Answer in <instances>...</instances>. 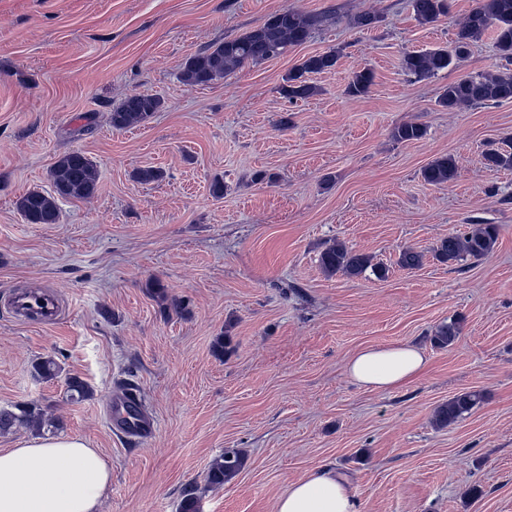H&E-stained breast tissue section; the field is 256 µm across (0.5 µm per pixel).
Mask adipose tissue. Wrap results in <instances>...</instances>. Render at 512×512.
<instances>
[{"instance_id": "adipose-tissue-1", "label": "adipose tissue", "mask_w": 512, "mask_h": 512, "mask_svg": "<svg viewBox=\"0 0 512 512\" xmlns=\"http://www.w3.org/2000/svg\"><path fill=\"white\" fill-rule=\"evenodd\" d=\"M428 358L418 346H369L345 365L349 379L373 391L395 390L419 376ZM112 472L77 435L47 434L0 449V512H99ZM275 512H359L346 478L328 466L292 482Z\"/></svg>"}]
</instances>
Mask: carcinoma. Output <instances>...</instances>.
<instances>
[{
	"instance_id": "1",
	"label": "carcinoma",
	"mask_w": 512,
	"mask_h": 512,
	"mask_svg": "<svg viewBox=\"0 0 512 512\" xmlns=\"http://www.w3.org/2000/svg\"><path fill=\"white\" fill-rule=\"evenodd\" d=\"M415 19L429 24L448 10L447 0H412ZM288 21L270 27L264 35L253 29L236 38L228 39L190 57L181 71L182 82L190 87L208 85L221 79L245 64H257L277 58L288 47L301 45L311 32L326 19L322 12L305 13L286 11ZM495 34V46L506 65L496 73H474L448 84L439 95L438 103L453 111L462 106H480L512 100V0H475V6L467 14L458 32L455 45L450 48L409 52L402 59L405 73L416 79L434 76L454 62L464 58L462 48L468 42L481 37L487 31ZM336 52L330 51L306 58L299 67L288 74L282 86L283 95L290 101L305 99L316 92V87L305 75L331 70L337 63ZM373 83V73L368 69L357 72L349 84L353 95L367 93ZM162 106L160 97L152 94H133L126 97L112 110V127L117 130L142 124L150 119ZM424 127L407 123L396 127L393 137L398 141H414L424 137ZM486 164L491 168L512 169V151L490 147L484 152ZM458 174L457 160L452 156H440L425 166L421 172L423 180L433 186H442L453 181ZM53 192L31 190L17 201V208L31 224H56L60 219L61 199H87L92 197L98 184L96 164L84 153L73 151L59 157L50 170ZM498 227L481 224L469 232L455 231L448 234L433 248V258L443 263H455L467 259L478 260L494 250L498 242ZM425 255L412 249L399 252L397 265L403 269H416L423 265ZM322 270L328 275L339 273L356 277L372 269L383 278L388 268L372 263V257L359 253L343 243L326 247L319 258ZM459 337L455 323L440 325L432 336L434 346L452 347ZM34 370L44 380L55 378L59 366L52 358L36 361ZM481 392L472 390L455 395L438 406L434 412V423L443 428L450 426L469 414L481 401ZM40 408L34 403L17 404L11 409H0V432L18 426L38 423ZM244 456L241 451L230 449L216 458L206 473L207 484L222 487L241 469ZM180 512H199L197 488L189 486L182 493Z\"/></svg>"
}]
</instances>
